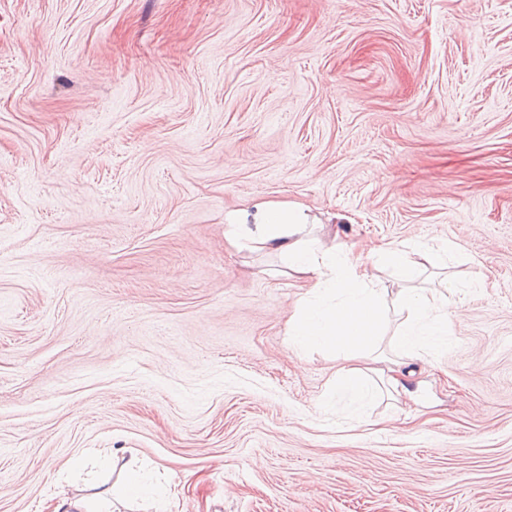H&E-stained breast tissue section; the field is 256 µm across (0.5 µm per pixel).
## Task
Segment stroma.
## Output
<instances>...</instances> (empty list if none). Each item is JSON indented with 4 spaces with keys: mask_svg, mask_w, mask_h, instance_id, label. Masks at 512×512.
I'll list each match as a JSON object with an SVG mask.
<instances>
[{
    "mask_svg": "<svg viewBox=\"0 0 512 512\" xmlns=\"http://www.w3.org/2000/svg\"><path fill=\"white\" fill-rule=\"evenodd\" d=\"M266 202L447 250L411 396L289 347ZM105 448L170 512H512V0H0V512Z\"/></svg>",
    "mask_w": 512,
    "mask_h": 512,
    "instance_id": "stroma-1",
    "label": "stroma"
}]
</instances>
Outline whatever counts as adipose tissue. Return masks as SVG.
<instances>
[{
	"instance_id": "1",
	"label": "adipose tissue",
	"mask_w": 512,
	"mask_h": 512,
	"mask_svg": "<svg viewBox=\"0 0 512 512\" xmlns=\"http://www.w3.org/2000/svg\"><path fill=\"white\" fill-rule=\"evenodd\" d=\"M229 238L237 246L280 256L309 286L288 321V344L319 349L341 358L336 391L361 401L381 387L391 398L405 394L404 378L426 362L430 350L446 345L448 318L458 306L448 295L447 279L419 285L430 268L448 263L441 251L382 247L378 266L391 270L400 287L390 292L368 267L353 262L343 247H327L313 237L303 211L283 203L258 206L254 217L232 212L226 217ZM406 319L392 337L393 354H379L391 308Z\"/></svg>"
}]
</instances>
